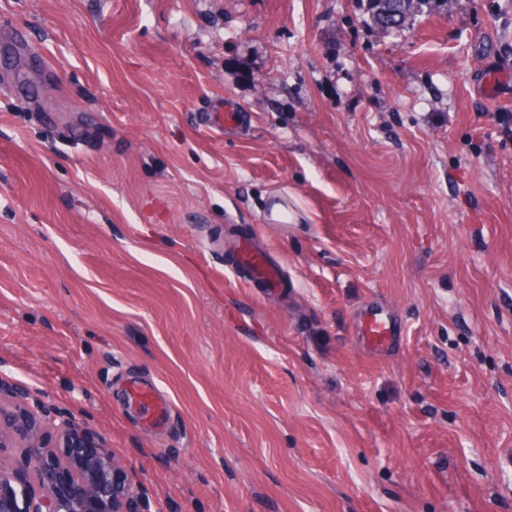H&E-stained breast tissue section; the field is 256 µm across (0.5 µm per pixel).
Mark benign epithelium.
Here are the masks:
<instances>
[{
	"label": "benign epithelium",
	"mask_w": 512,
	"mask_h": 512,
	"mask_svg": "<svg viewBox=\"0 0 512 512\" xmlns=\"http://www.w3.org/2000/svg\"><path fill=\"white\" fill-rule=\"evenodd\" d=\"M5 397L29 409L10 414L0 408V449L7 436L20 441L23 462L36 485L13 480L0 458V512H124V505L138 498V489L118 478L108 449H88L75 416L40 414V399L0 377V400ZM44 425L58 430L62 444L54 449L45 444Z\"/></svg>",
	"instance_id": "1"
}]
</instances>
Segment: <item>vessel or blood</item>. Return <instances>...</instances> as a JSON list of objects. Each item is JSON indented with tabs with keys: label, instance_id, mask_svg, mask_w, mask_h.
Masks as SVG:
<instances>
[{
	"label": "vessel or blood",
	"instance_id": "obj_1",
	"mask_svg": "<svg viewBox=\"0 0 512 512\" xmlns=\"http://www.w3.org/2000/svg\"><path fill=\"white\" fill-rule=\"evenodd\" d=\"M241 112L232 105L216 103L207 112L205 127L214 134L238 126ZM294 207L287 193L274 196L272 206L263 217L278 224L292 223ZM225 249L233 258L232 273L241 276L247 284L260 288L267 295H277L283 286V269L269 248L258 247L239 238L227 239ZM402 333V322L389 313L381 301L365 304L355 325V334L376 355H384L392 350L395 341ZM127 399L130 405L138 408L147 425L162 429L169 423L171 406L161 396L157 388L129 383Z\"/></svg>",
	"mask_w": 512,
	"mask_h": 512
}]
</instances>
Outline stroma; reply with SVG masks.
I'll return each instance as SVG.
<instances>
[{"label": "stroma", "mask_w": 512, "mask_h": 512, "mask_svg": "<svg viewBox=\"0 0 512 512\" xmlns=\"http://www.w3.org/2000/svg\"><path fill=\"white\" fill-rule=\"evenodd\" d=\"M2 20L31 50L0 49V376L107 445L139 512H512V0H418L398 33L367 0ZM236 228L281 297L227 273ZM376 297L383 356L354 334ZM243 112L233 105L224 106L223 102H216L207 112L205 127L214 134L222 135L224 130L238 126ZM294 212L293 203L288 198V194L278 192L274 195L273 205L263 213V218L276 224H292ZM402 321L389 313L380 300L365 304L355 325V334L376 355L392 350L402 333ZM129 405L135 406L142 413L147 425L163 429L169 423L171 406L161 396L157 387H144L137 382H130L127 387Z\"/></svg>", "instance_id": "stroma-1"}]
</instances>
